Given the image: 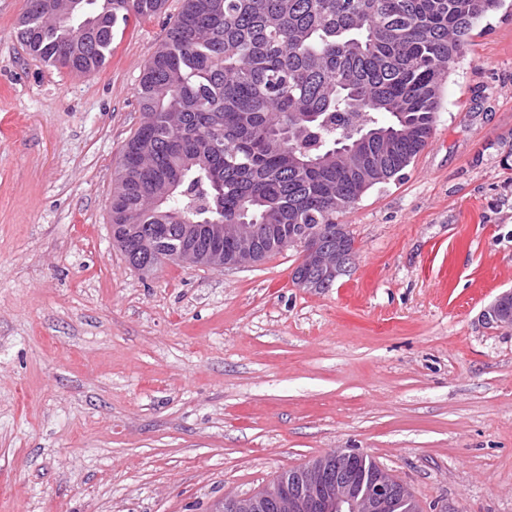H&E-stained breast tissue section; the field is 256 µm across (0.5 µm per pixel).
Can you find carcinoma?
<instances>
[{"instance_id": "1", "label": "carcinoma", "mask_w": 512, "mask_h": 512, "mask_svg": "<svg viewBox=\"0 0 512 512\" xmlns=\"http://www.w3.org/2000/svg\"><path fill=\"white\" fill-rule=\"evenodd\" d=\"M27 0L18 38L29 53L98 70L115 31L164 0H80L68 55ZM501 0H183L137 95L143 120L116 168L112 223L128 262L172 259L186 224H273L344 248L340 216L375 183L329 151L388 133L383 181L429 143L441 88L474 23Z\"/></svg>"}]
</instances>
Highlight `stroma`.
Listing matches in <instances>:
<instances>
[{
  "instance_id": "1",
  "label": "stroma",
  "mask_w": 512,
  "mask_h": 512,
  "mask_svg": "<svg viewBox=\"0 0 512 512\" xmlns=\"http://www.w3.org/2000/svg\"><path fill=\"white\" fill-rule=\"evenodd\" d=\"M0 0V512H212L343 448L420 512H512V0L452 64L428 146L341 218L351 272H138L112 235L137 88L182 0L93 74L30 56Z\"/></svg>"
}]
</instances>
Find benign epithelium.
<instances>
[{
    "instance_id": "benign-epithelium-1",
    "label": "benign epithelium",
    "mask_w": 512,
    "mask_h": 512,
    "mask_svg": "<svg viewBox=\"0 0 512 512\" xmlns=\"http://www.w3.org/2000/svg\"><path fill=\"white\" fill-rule=\"evenodd\" d=\"M372 138L373 135L365 134L355 141V150L359 155L355 167L358 175L380 162L370 148ZM228 228V224L206 225V248L193 251L181 246L176 249L174 258L211 268L247 267L255 264L257 252L254 244L263 239L260 227L252 228L249 247L233 261L224 257V234ZM279 246L299 250L298 268L300 282L303 284L310 283L309 273L316 269L326 276L336 277L348 270L347 262L341 260L340 251L322 247L304 238L290 237L279 243ZM314 498L318 500L322 512H396L401 503V498L393 493L387 479L367 484L339 464L333 470L311 465L304 470L298 488L290 491L286 483L277 480L259 497L227 496L224 498V512H258L263 501L269 503L274 512H312Z\"/></svg>"
}]
</instances>
